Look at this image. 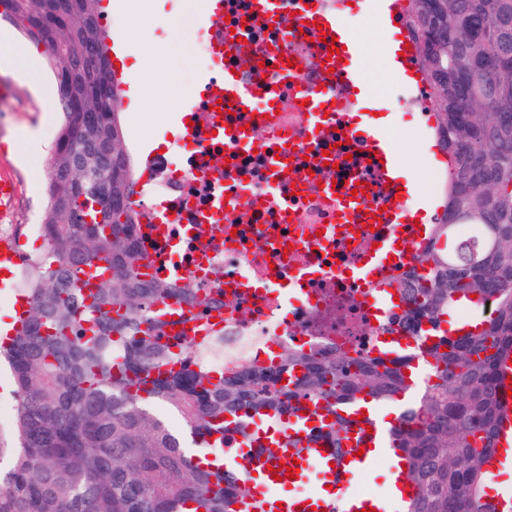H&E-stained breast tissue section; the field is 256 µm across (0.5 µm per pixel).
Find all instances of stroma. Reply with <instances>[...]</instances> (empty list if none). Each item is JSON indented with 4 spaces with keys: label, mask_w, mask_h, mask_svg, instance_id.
Masks as SVG:
<instances>
[{
    "label": "stroma",
    "mask_w": 512,
    "mask_h": 512,
    "mask_svg": "<svg viewBox=\"0 0 512 512\" xmlns=\"http://www.w3.org/2000/svg\"><path fill=\"white\" fill-rule=\"evenodd\" d=\"M123 10L107 13L103 24L112 37L124 36L129 49L139 57L131 70V82L121 105L119 119L123 128L122 145L129 155L135 177L145 181L152 145L172 139L180 122L179 89H191L204 71L205 60L198 22H191L173 32L170 21L193 8V0H122ZM348 18L353 35L363 44L367 70L374 85L373 95L360 102L362 111L390 115L394 127L403 130L401 143L405 172L417 179L422 192L440 196L444 171L433 172L425 163L423 125L419 113L407 103L409 93L392 78L382 48L389 40V30L377 26L360 10L351 7ZM63 115L48 110L18 73L0 64V175L17 185L14 211L8 218V236L21 240L24 257L37 258L46 252V242L38 233L48 210L44 193L45 167L27 165L15 148L24 146L33 156L50 157Z\"/></svg>",
    "instance_id": "35a3bbf8"
}]
</instances>
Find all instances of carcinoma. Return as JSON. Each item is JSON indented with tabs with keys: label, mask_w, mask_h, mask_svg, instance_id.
Segmentation results:
<instances>
[{
	"label": "carcinoma",
	"mask_w": 512,
	"mask_h": 512,
	"mask_svg": "<svg viewBox=\"0 0 512 512\" xmlns=\"http://www.w3.org/2000/svg\"><path fill=\"white\" fill-rule=\"evenodd\" d=\"M99 0H0V17L32 42L86 48L80 66L48 55L64 114L47 164L46 253L21 269L28 306L0 341L17 400L0 512H235L234 472L202 465L151 407L176 409L192 439L241 429L250 416L293 414L306 400L331 421L315 437L347 439V406L394 401L413 387L415 353L324 356L283 353L272 368L216 371L201 356L210 331L187 342L168 315L224 308L193 281L140 271L139 211L121 147L115 85ZM405 25L418 46L429 110L449 156L444 209L419 265L394 279L402 327L431 334L429 376L392 427L418 495L404 512H486L485 466L512 414L498 387L512 359V0H408ZM127 204L112 205V194ZM475 229L472 239L458 234ZM448 245L439 247L440 241ZM95 268L100 280L83 279ZM492 313L477 335L439 330L455 304ZM410 374H405V371ZM295 378L282 383L284 375Z\"/></svg>",
	"instance_id": "cac0c4a2"
}]
</instances>
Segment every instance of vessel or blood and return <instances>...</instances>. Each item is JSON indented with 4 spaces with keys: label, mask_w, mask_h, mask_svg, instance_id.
Returning a JSON list of instances; mask_svg holds the SVG:
<instances>
[{
    "label": "vessel or blood",
    "mask_w": 512,
    "mask_h": 512,
    "mask_svg": "<svg viewBox=\"0 0 512 512\" xmlns=\"http://www.w3.org/2000/svg\"><path fill=\"white\" fill-rule=\"evenodd\" d=\"M366 13L375 23L396 28L394 40L387 48L389 66L395 78L408 88L426 92L418 62V49L411 46V38L398 19L405 0H361ZM325 37H336L341 48L336 63V80L352 97L370 93V82L364 62V48L347 29L341 13L322 18ZM225 95H236L242 103L265 101V114H273L272 102L275 92L266 78H258L253 84L242 85L237 74L224 73ZM371 151L377 152L381 161L380 171L390 189L399 190V197L391 198L384 220L389 224L418 223L419 232L413 237L411 247L392 252L389 239H381L374 250L377 262L374 279L375 293L386 307H394L396 292L390 281L396 265H415L428 239L432 220L424 210L414 209L412 202L418 193L416 181L407 176L400 164L397 149L385 128L372 125L368 128ZM305 414L292 417H275L273 424L255 420L250 425V436L238 448L225 453V464L241 463V475L248 490L240 500L238 512H398L401 505L414 499L418 489L411 486L404 470L405 459L401 451L394 448L388 430L381 427L375 415L364 414L362 419L351 422L347 447L336 448L324 440L305 442L303 447L292 448L288 438L307 432L311 423L317 422V411L313 404H306ZM277 440L275 456H264L265 441ZM387 458L390 466L385 488L380 492L352 489V482L364 475L378 458ZM296 466L294 479H286L289 466ZM316 469L320 485L308 493L295 492L297 480L305 472Z\"/></svg>",
    "instance_id": "vessel-or-blood-1"
}]
</instances>
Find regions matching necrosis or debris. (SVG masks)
Segmentation results:
<instances>
[{"mask_svg": "<svg viewBox=\"0 0 512 512\" xmlns=\"http://www.w3.org/2000/svg\"><path fill=\"white\" fill-rule=\"evenodd\" d=\"M301 0L276 17L252 0H224L202 29L209 78L184 107L194 115L169 153L157 155L141 225L162 281L189 278L224 296V350L213 368L277 366L281 352L369 353L389 325L374 318L372 278L358 277L381 238L409 246V224L368 225L344 215L352 196L371 214L389 191L369 163L366 135L349 133L354 103L324 62L328 46L303 24ZM242 84L264 75L279 88V113L261 123L256 106L218 98L224 70ZM321 95L326 117L310 128L300 94Z\"/></svg>", "mask_w": 512, "mask_h": 512, "instance_id": "4bbe7bcc", "label": "necrosis or debris"}]
</instances>
